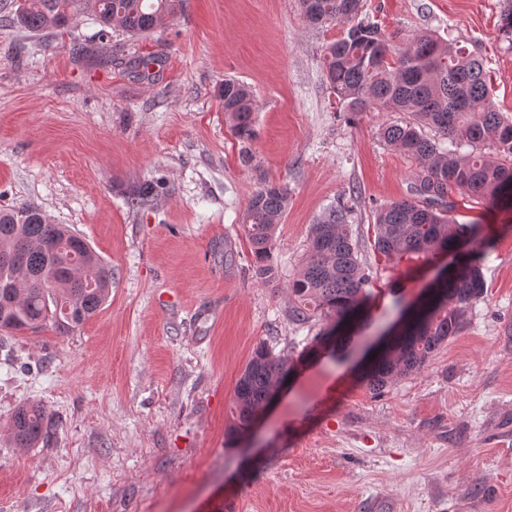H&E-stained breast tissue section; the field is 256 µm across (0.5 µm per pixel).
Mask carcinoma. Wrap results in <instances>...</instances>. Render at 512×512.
<instances>
[{"mask_svg":"<svg viewBox=\"0 0 512 512\" xmlns=\"http://www.w3.org/2000/svg\"><path fill=\"white\" fill-rule=\"evenodd\" d=\"M181 0H18L17 22L30 32L59 30L79 16L108 29L144 36L174 16ZM313 25L346 23L341 36L323 49V72L336 111L405 112L408 121L381 129L383 141L421 164L411 197L393 201L374 215L375 248L390 258L426 257L471 247L451 276L439 281L409 314L395 342L368 367L364 385L381 393L418 374L448 339L457 335L474 304L484 299L482 272L488 245L477 224H459L449 212L452 192L476 202L512 198V119L499 112L475 51L445 42L430 32L415 34L403 48L390 43L381 27L364 18L363 0H299ZM224 119L252 159L256 108L251 88L224 80ZM288 188L263 181L252 194L241 227L265 281L279 276L273 261L275 234L288 208ZM351 209L331 206L312 225L307 257L289 284V316L305 324L327 323L305 349L323 347L363 316L370 274L359 256ZM112 291V265L79 234L48 222L41 209L25 204L0 209V330L22 333L50 325L65 333L92 318ZM296 361L276 354L265 342L254 348L234 390L229 434L246 433L276 396ZM53 424L35 403L19 406L8 425L12 443L34 448Z\"/></svg>","mask_w":512,"mask_h":512,"instance_id":"carcinoma-1","label":"carcinoma"}]
</instances>
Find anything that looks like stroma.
Wrapping results in <instances>:
<instances>
[{
    "instance_id": "stroma-1",
    "label": "stroma",
    "mask_w": 512,
    "mask_h": 512,
    "mask_svg": "<svg viewBox=\"0 0 512 512\" xmlns=\"http://www.w3.org/2000/svg\"><path fill=\"white\" fill-rule=\"evenodd\" d=\"M502 9L364 0L395 45L429 31L479 52L512 115ZM97 31L84 17L62 33L0 21V207L38 205L115 273L74 332L0 344V512H512V204L453 193L457 222L490 242L485 297L421 373L371 393L361 370L398 317L394 297L418 303L455 254L374 247L375 209L408 197L419 164L378 135L397 113L331 108L322 49L342 25H310L298 0H183L150 36L113 30L109 63L79 50ZM133 57L157 63L125 66ZM228 78L256 100L248 165L224 121ZM263 179L289 192L271 282L254 276L239 227ZM340 202L371 298L340 343L305 358L321 324L291 320L288 284L311 225ZM263 340L296 371L252 430L229 436L236 382ZM24 403L51 415L47 444L8 441Z\"/></svg>"
}]
</instances>
